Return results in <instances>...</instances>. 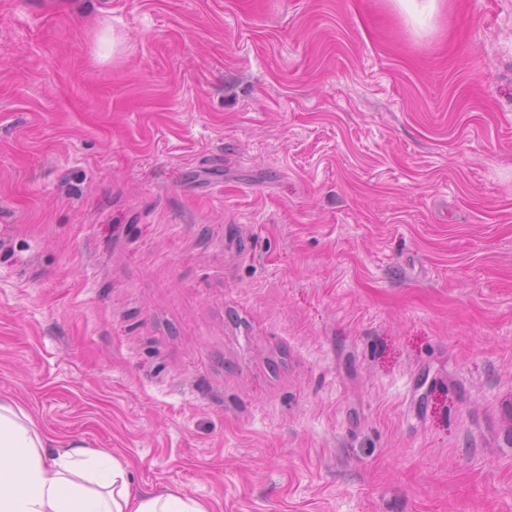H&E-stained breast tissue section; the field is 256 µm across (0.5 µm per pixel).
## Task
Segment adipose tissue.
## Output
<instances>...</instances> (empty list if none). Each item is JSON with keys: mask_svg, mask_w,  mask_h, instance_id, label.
Wrapping results in <instances>:
<instances>
[{"mask_svg": "<svg viewBox=\"0 0 512 512\" xmlns=\"http://www.w3.org/2000/svg\"><path fill=\"white\" fill-rule=\"evenodd\" d=\"M0 512H208L179 491L135 487L125 462L81 442L60 445L0 398Z\"/></svg>", "mask_w": 512, "mask_h": 512, "instance_id": "1", "label": "adipose tissue"}]
</instances>
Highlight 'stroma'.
I'll return each mask as SVG.
<instances>
[{
	"label": "stroma",
	"instance_id": "1",
	"mask_svg": "<svg viewBox=\"0 0 512 512\" xmlns=\"http://www.w3.org/2000/svg\"><path fill=\"white\" fill-rule=\"evenodd\" d=\"M0 397L209 512H512V0H0Z\"/></svg>",
	"mask_w": 512,
	"mask_h": 512
}]
</instances>
